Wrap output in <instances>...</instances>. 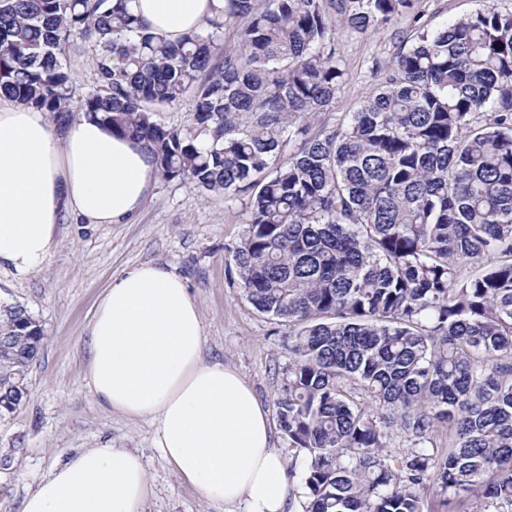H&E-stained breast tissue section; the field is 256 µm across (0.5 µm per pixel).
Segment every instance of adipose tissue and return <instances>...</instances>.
<instances>
[{"mask_svg":"<svg viewBox=\"0 0 512 512\" xmlns=\"http://www.w3.org/2000/svg\"><path fill=\"white\" fill-rule=\"evenodd\" d=\"M175 40L219 15L224 0H131ZM143 143L84 116L54 132L44 112L0 104V270L41 267L64 217L123 224L154 188ZM86 381L104 407L150 418L161 456L224 512H293L303 489L275 445L267 410L232 366L204 356L199 309L184 280L145 263L114 276L88 335ZM141 455L84 448L54 466L20 512H143Z\"/></svg>","mask_w":512,"mask_h":512,"instance_id":"1","label":"adipose tissue"}]
</instances>
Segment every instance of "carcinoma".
I'll return each instance as SVG.
<instances>
[{
    "label": "carcinoma",
    "instance_id": "carcinoma-1",
    "mask_svg": "<svg viewBox=\"0 0 512 512\" xmlns=\"http://www.w3.org/2000/svg\"><path fill=\"white\" fill-rule=\"evenodd\" d=\"M129 2L0 0V96L59 125L93 115L144 143L162 180L249 197L232 261L290 329L275 406L306 453L305 512H425L430 487L448 512L512 507V9L419 33L313 132L347 80L339 27L384 29L414 0H224L177 42ZM77 39L99 85L79 107ZM187 95L192 127L155 120ZM42 347L23 305L1 303L0 417Z\"/></svg>",
    "mask_w": 512,
    "mask_h": 512
}]
</instances>
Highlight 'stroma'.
<instances>
[{
    "label": "stroma",
    "instance_id": "stroma-1",
    "mask_svg": "<svg viewBox=\"0 0 512 512\" xmlns=\"http://www.w3.org/2000/svg\"><path fill=\"white\" fill-rule=\"evenodd\" d=\"M489 4L512 9V0H417L418 21L402 18L379 32L340 30L349 77L323 122L335 124L337 114L354 111L376 84L374 62L409 48L417 29L435 30ZM247 204L244 196L228 203L223 194L186 181H161L129 223L87 226L64 219L42 267L23 277L0 271V300L23 304L45 336L25 404L0 418V512H19L23 498L67 453L106 444L142 455L150 484L144 512H224L161 458L148 420L94 399L85 381L86 339L112 276L143 263L165 265L185 280L198 305L208 359L235 367L273 409L285 390L288 329L257 312L229 270L228 249L242 236Z\"/></svg>",
    "mask_w": 512,
    "mask_h": 512
}]
</instances>
